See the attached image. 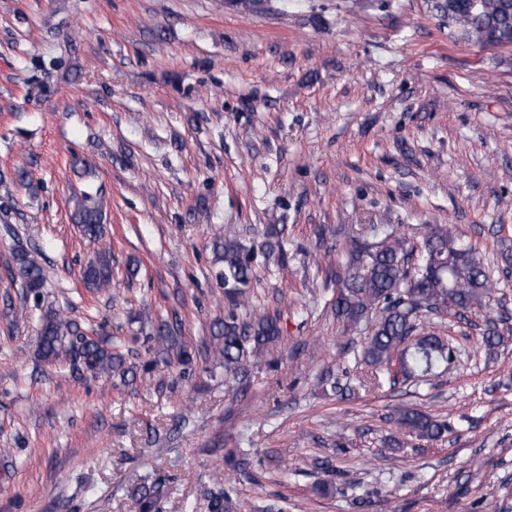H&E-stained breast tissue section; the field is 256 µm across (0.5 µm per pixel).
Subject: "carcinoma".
<instances>
[{
  "instance_id": "cac0c4a2",
  "label": "carcinoma",
  "mask_w": 512,
  "mask_h": 512,
  "mask_svg": "<svg viewBox=\"0 0 512 512\" xmlns=\"http://www.w3.org/2000/svg\"><path fill=\"white\" fill-rule=\"evenodd\" d=\"M428 8L460 42L481 48L512 46V0H429ZM72 201L79 233L91 240L101 238L105 233L102 201L86 192L73 195ZM370 231L382 239L376 243L357 242L348 251L344 272L338 276L334 311L351 325L378 314L362 346L363 361L375 369L387 370L396 359L404 378L426 380L438 366L451 363L454 354L438 337L417 334L419 313L447 309L463 318L492 295L495 283L483 258L465 247L447 224L425 227L423 255L414 265L410 264L411 251L405 237L374 224ZM214 251L224 262V269L217 274L224 285V296L243 303L245 288L254 274L250 250L237 238L227 236L214 244ZM13 263L11 276L20 279L23 303L42 311L37 347L42 360L53 363L65 357L77 372L117 378L124 384L134 379V366L127 364L122 353L83 333L81 326L62 312L43 309L41 289L45 278L35 256L20 250L14 254ZM81 279L91 292L108 288L112 283L111 251L97 252L83 267ZM502 324L498 318L485 317L483 342L488 349L502 344ZM280 333L275 315L261 313L240 322L230 314L217 325L211 350L224 363V372L236 376L247 362L270 354ZM155 335L160 344L168 342L176 349L179 363H190L187 350L170 341L167 324H159ZM396 423L402 435L423 440H436L448 432V423L410 407L397 412ZM168 491L169 483L162 477L144 478L127 489L140 512H160ZM239 507L233 490L224 487V478L216 476L200 487L195 500L184 502L182 512H198L200 508L205 512H238Z\"/></svg>"
}]
</instances>
